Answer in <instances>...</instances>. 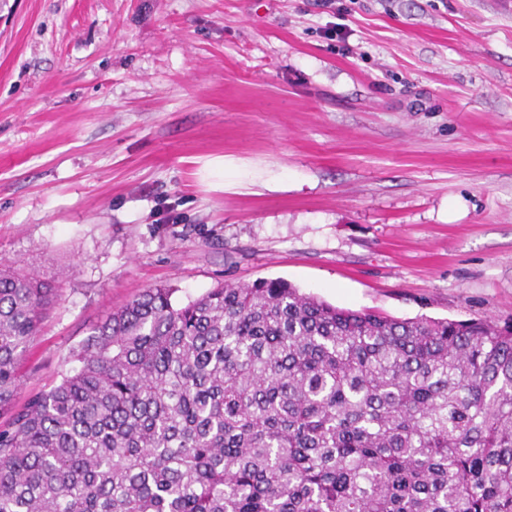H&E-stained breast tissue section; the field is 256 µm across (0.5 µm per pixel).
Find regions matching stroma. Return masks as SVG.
Instances as JSON below:
<instances>
[{"mask_svg":"<svg viewBox=\"0 0 512 512\" xmlns=\"http://www.w3.org/2000/svg\"><path fill=\"white\" fill-rule=\"evenodd\" d=\"M336 2L0 0V262L63 276L16 405L160 286L512 324V0Z\"/></svg>","mask_w":512,"mask_h":512,"instance_id":"1","label":"stroma"}]
</instances>
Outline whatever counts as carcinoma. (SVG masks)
Here are the masks:
<instances>
[{
  "instance_id": "carcinoma-1",
  "label": "carcinoma",
  "mask_w": 512,
  "mask_h": 512,
  "mask_svg": "<svg viewBox=\"0 0 512 512\" xmlns=\"http://www.w3.org/2000/svg\"><path fill=\"white\" fill-rule=\"evenodd\" d=\"M60 289L0 267V512H512V326L148 288L17 408Z\"/></svg>"
}]
</instances>
